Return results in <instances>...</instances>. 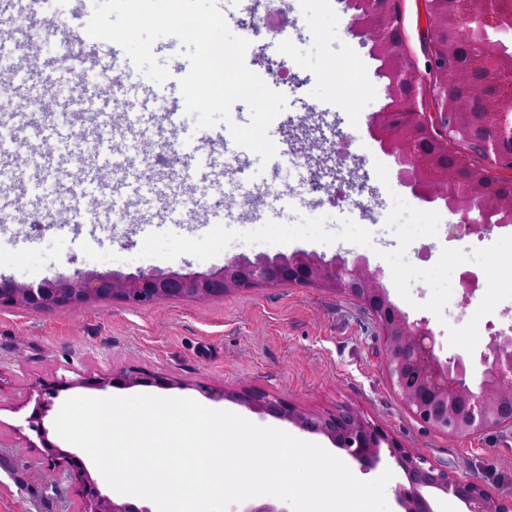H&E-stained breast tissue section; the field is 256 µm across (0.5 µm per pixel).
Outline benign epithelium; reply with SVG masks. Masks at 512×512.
I'll return each instance as SVG.
<instances>
[{"mask_svg":"<svg viewBox=\"0 0 512 512\" xmlns=\"http://www.w3.org/2000/svg\"><path fill=\"white\" fill-rule=\"evenodd\" d=\"M400 0H344L347 31L370 46L380 62L386 103L367 123L369 136L396 170L401 186L418 200L459 216L448 238L491 231V213L512 217V197L493 195L498 177L512 174V0H427L432 26L426 53L428 73L409 60L402 37ZM461 140L488 165L473 166L466 154L448 150ZM384 271L363 255L326 260L296 251L288 256L236 257L205 273L159 270L134 275L77 270L39 283L0 280V307L53 312L89 302L120 298L133 306L170 299L218 300L254 286L298 284L359 300L376 321L384 343L387 376L407 411L425 427L450 437L512 428V327L491 333L481 354V381L471 387L460 356L441 359L428 320H409L391 299ZM181 388L172 379L129 370L109 376L56 378L35 383V406L26 418L48 462V478L60 476L56 462L81 481L79 512H151L147 506L104 495L81 459L47 437L43 418L59 392L73 388ZM213 399L233 400L258 413L286 420L326 436L360 464L364 472L381 461V449L403 472L407 484L395 488L402 512H436L429 490L453 496L468 512H512V503L493 495L478 479L458 476L448 463L432 462L405 447L382 426L341 406L325 414L295 409L285 398L256 391L206 390Z\"/></svg>","mask_w":512,"mask_h":512,"instance_id":"7a95c632","label":"benign epithelium"}]
</instances>
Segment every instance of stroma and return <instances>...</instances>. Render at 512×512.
Listing matches in <instances>:
<instances>
[{
    "label": "stroma",
    "instance_id": "1",
    "mask_svg": "<svg viewBox=\"0 0 512 512\" xmlns=\"http://www.w3.org/2000/svg\"><path fill=\"white\" fill-rule=\"evenodd\" d=\"M407 54L418 71L428 69L424 42L429 19L424 0H402ZM256 54L246 56L249 69L288 59V79L275 83L274 91L287 97L286 108L269 127L277 147L275 156L261 162L251 151L239 157L245 174L225 170L224 156L199 148L201 129L185 110L171 115L163 104L182 100L179 81L189 67L183 47L174 37L158 39L153 52L159 64L180 61L158 84L141 73L127 54L113 55V44L95 40L93 50L102 64L119 61L127 98L146 113L136 137L118 141L125 153L148 148L158 153L174 140L176 156L195 154L205 170L225 172L226 196L240 198L242 190H257V212L279 223H294L313 216V201L328 202L327 194H313L306 168L319 156V134L350 136L351 157L342 167V181L373 189L375 202L364 216L373 227L371 246L343 241L330 245L295 241L284 245L234 242L218 256L201 261L183 255L172 261L140 257L147 232L174 231L198 237L215 225L233 229L242 209L217 208L215 214L194 222L180 207L185 193L206 200L211 189L196 177H173L154 172L145 179V190L136 210L139 221L98 230L95 237L58 232L49 212L70 207L73 200L98 196L96 185L81 183L71 160L72 132L64 113L72 112L77 96L76 77L57 65L41 75L22 76L17 103L34 95L48 94L61 111L47 118L43 129L55 154L63 162L57 173L36 171L27 176L23 189L42 195L37 224L0 225V278L37 283L75 270H97L122 275L161 270L181 274L204 273L223 267L238 256H275L296 251L314 252L325 258L362 254L371 266H384V253L394 251L398 240L386 225L393 195L409 198L397 179L381 183L374 164L383 155L367 132L372 113L384 104L383 85L376 74L377 61L346 31L341 0H288V14L276 36L259 34ZM349 60L356 67L352 85L340 82L337 63ZM318 103L311 114L304 101ZM437 236L414 240L406 254L413 263L436 264L446 248L472 251L512 235V227L496 228L483 236L449 238L448 226L457 217L441 210ZM412 303L402 309L410 319H428L441 357L457 355L448 342V327L465 325L483 299L484 290L463 297L454 288L443 317L422 309L431 290L421 280L412 282ZM131 368L183 381L171 389L175 398L236 413L265 426L299 435L286 421H273L228 400L215 401L208 390L252 389L285 397L298 409L326 413L348 405L393 433L406 447L433 461L448 462L462 476H475L504 500H512V429L482 431L465 437H449L425 428L405 409L386 375L383 345L368 312L353 298L329 291L288 284L278 288H251L215 301L173 299L159 305L133 307L114 300L53 313L0 308V512H78L81 485L69 475L56 483L45 477L46 461L40 442L20 439L33 410L28 399L36 381L97 375Z\"/></svg>",
    "mask_w": 512,
    "mask_h": 512
}]
</instances>
